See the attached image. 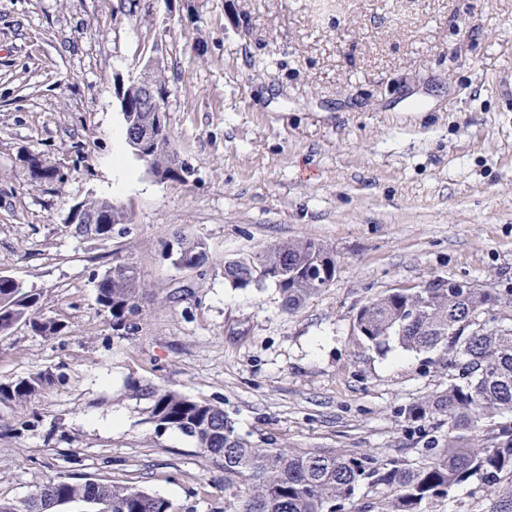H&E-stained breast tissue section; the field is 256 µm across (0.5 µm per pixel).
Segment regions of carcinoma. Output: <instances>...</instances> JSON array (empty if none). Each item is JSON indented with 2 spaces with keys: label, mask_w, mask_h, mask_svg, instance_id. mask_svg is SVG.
<instances>
[{
  "label": "carcinoma",
  "mask_w": 512,
  "mask_h": 512,
  "mask_svg": "<svg viewBox=\"0 0 512 512\" xmlns=\"http://www.w3.org/2000/svg\"><path fill=\"white\" fill-rule=\"evenodd\" d=\"M142 153L166 179L182 181L185 172L170 165V133L149 136ZM86 207L99 214L100 239L112 237L127 213L104 199ZM175 258L196 269L205 244L182 239ZM320 262L336 278V256L316 241L274 244L253 258L234 259L224 278L237 288L273 282L286 310L294 312L320 293L306 285L309 267ZM142 291L135 266L120 260L96 283V301L112 317V328L134 330L132 316ZM41 293L23 291L14 280L0 279V335L24 325L39 336H53L62 325L39 315ZM489 305L512 307V289L410 288L370 299L364 307L368 335L358 340L376 350L395 341L415 352L442 348L448 354V387L411 405V429L448 426L442 440L409 448L406 455L377 456L334 448H269L241 435L223 403L197 400L159 385L134 386L132 395L150 401L148 422L160 434L176 430L224 470L223 512H351L358 491L368 498L356 512H431L449 493L476 478L495 489L485 512H512V325H489L472 335L468 319ZM419 307L415 317L410 307ZM53 375L38 372L0 383V402L26 403L50 386ZM503 418L489 433L483 422ZM103 504L107 512H179L171 501L144 488L118 481L49 479L23 500L0 498V512H51L69 503Z\"/></svg>",
  "instance_id": "carcinoma-1"
}]
</instances>
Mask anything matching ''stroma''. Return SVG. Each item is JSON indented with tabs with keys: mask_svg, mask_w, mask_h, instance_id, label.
I'll return each mask as SVG.
<instances>
[{
	"mask_svg": "<svg viewBox=\"0 0 512 512\" xmlns=\"http://www.w3.org/2000/svg\"><path fill=\"white\" fill-rule=\"evenodd\" d=\"M160 57L190 175L160 182L125 142L119 80ZM31 155L55 165L33 178ZM125 207L111 238L66 221ZM206 246L180 269L179 239ZM314 240L339 263L298 312L224 263ZM144 291L119 337L96 302L113 251ZM43 293L44 337L0 335V496L48 477L131 481L181 512L223 507L224 472L156 434L128 381L218 400L274 448L415 446L402 412L448 385L444 351L358 344L371 297L437 280L512 288V0H0V274ZM53 375L49 372H38L17 381L0 383V402L27 403L40 391L50 386Z\"/></svg>",
	"mask_w": 512,
	"mask_h": 512,
	"instance_id": "35a3bbf8",
	"label": "stroma"
}]
</instances>
